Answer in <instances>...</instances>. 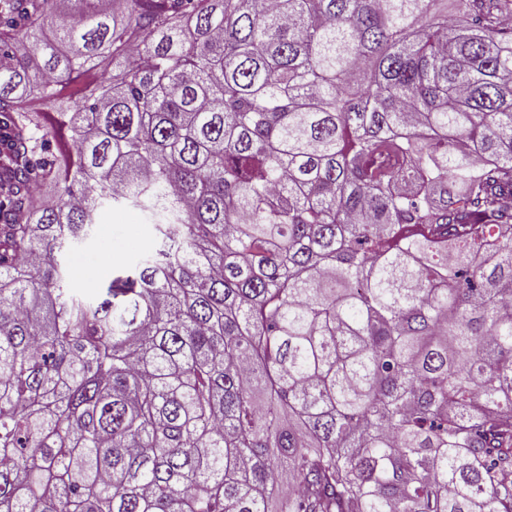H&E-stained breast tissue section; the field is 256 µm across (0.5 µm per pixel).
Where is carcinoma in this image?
<instances>
[{"instance_id": "cac0c4a2", "label": "carcinoma", "mask_w": 512, "mask_h": 512, "mask_svg": "<svg viewBox=\"0 0 512 512\" xmlns=\"http://www.w3.org/2000/svg\"><path fill=\"white\" fill-rule=\"evenodd\" d=\"M435 2L0 0V512H512V0ZM99 222L101 224L97 226L93 237L59 255L62 265L69 261L75 267H96L101 271L96 280L87 282L77 277L72 283L73 288H78L87 297L96 296L103 278L111 273L112 267L136 261L151 246L154 238L153 225L144 224L139 213L107 208Z\"/></svg>"}]
</instances>
